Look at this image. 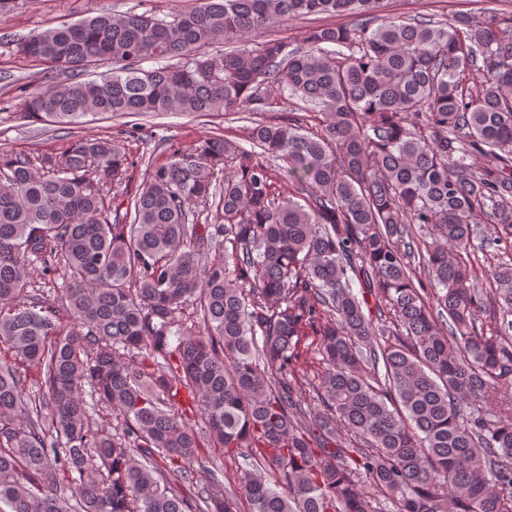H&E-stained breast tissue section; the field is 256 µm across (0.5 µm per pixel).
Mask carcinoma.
I'll use <instances>...</instances> for the list:
<instances>
[{
	"label": "carcinoma",
	"instance_id": "carcinoma-1",
	"mask_svg": "<svg viewBox=\"0 0 512 512\" xmlns=\"http://www.w3.org/2000/svg\"><path fill=\"white\" fill-rule=\"evenodd\" d=\"M386 5L196 0L13 43L47 74L101 69L27 95L51 126L266 112L272 83L296 103L250 128L260 152L206 137L120 202L133 162L110 135L35 167L0 152V512H233L220 484L184 491L211 448L258 457L248 512H512V12L382 21ZM318 14L359 23L245 40ZM215 198L220 222L199 223ZM479 214L496 232L477 246ZM55 276L58 305L32 288ZM312 341H314L313 337H309L303 341L301 345L302 353L298 367V375H300L299 377H301V381L304 382L303 397L306 398V402L311 408H313L316 401H314L313 398L315 396L313 385L309 383L312 381L313 383H318V381L315 379H317V373L321 372L323 366L320 361L322 357L318 353L316 341L313 343Z\"/></svg>",
	"mask_w": 512,
	"mask_h": 512
}]
</instances>
